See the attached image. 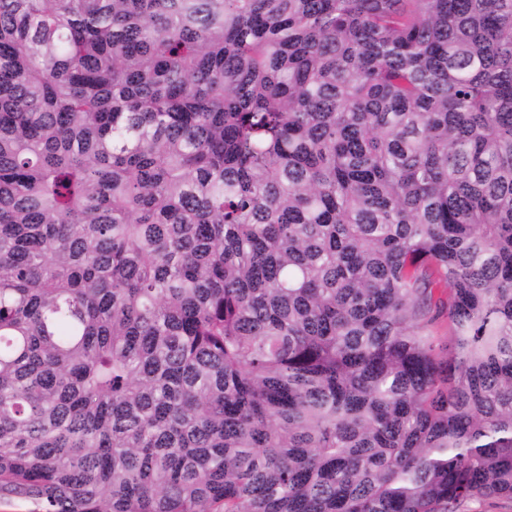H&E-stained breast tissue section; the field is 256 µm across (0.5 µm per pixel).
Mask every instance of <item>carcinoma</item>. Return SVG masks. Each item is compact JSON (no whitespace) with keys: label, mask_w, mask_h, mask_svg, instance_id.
<instances>
[{"label":"carcinoma","mask_w":512,"mask_h":512,"mask_svg":"<svg viewBox=\"0 0 512 512\" xmlns=\"http://www.w3.org/2000/svg\"><path fill=\"white\" fill-rule=\"evenodd\" d=\"M12 496L512 502V0H0Z\"/></svg>","instance_id":"cac0c4a2"}]
</instances>
